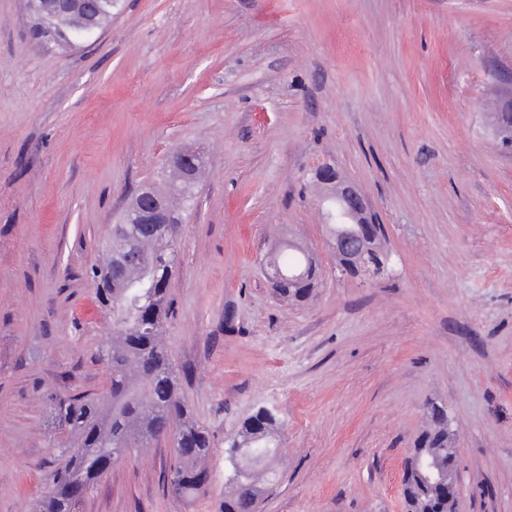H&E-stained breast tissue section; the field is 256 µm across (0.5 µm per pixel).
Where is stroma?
<instances>
[{"instance_id":"obj_1","label":"stroma","mask_w":512,"mask_h":512,"mask_svg":"<svg viewBox=\"0 0 512 512\" xmlns=\"http://www.w3.org/2000/svg\"><path fill=\"white\" fill-rule=\"evenodd\" d=\"M512 0H123L95 42H42L0 0V512H35L46 392L102 393L109 328L86 271L182 143L207 153L164 336L213 446L193 498L167 443L116 462L77 512H224L225 442L281 420L258 512H405L430 405L459 512H512ZM332 164L385 226L387 269L340 273L312 180ZM322 282L278 299L287 234Z\"/></svg>"}]
</instances>
